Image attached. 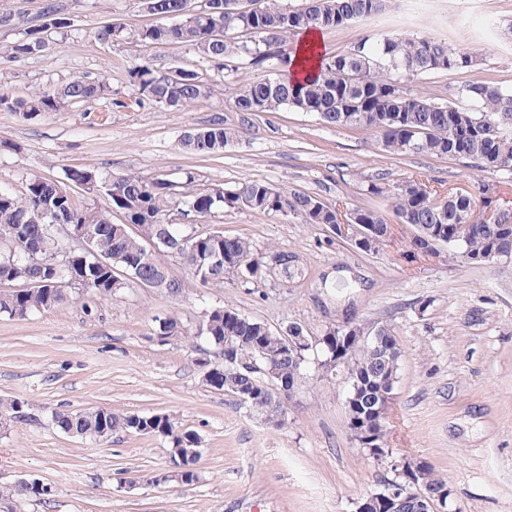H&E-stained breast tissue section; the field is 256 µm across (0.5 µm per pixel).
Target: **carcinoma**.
I'll list each match as a JSON object with an SVG mask.
<instances>
[{"instance_id":"cac0c4a2","label":"carcinoma","mask_w":512,"mask_h":512,"mask_svg":"<svg viewBox=\"0 0 512 512\" xmlns=\"http://www.w3.org/2000/svg\"><path fill=\"white\" fill-rule=\"evenodd\" d=\"M151 14L159 23L136 30L121 23H107L98 32L103 41L121 40L135 47L166 44L189 47L199 62L224 76L228 62L244 57L250 64L268 72L261 81H238L232 99L242 115L277 112L292 108L317 115L326 124L348 126L378 133L383 150L394 154H425L471 161L489 172L512 170V91L472 81L462 88L471 105L459 107L440 102L428 93L411 89L407 82L415 76L475 66L471 52L448 45L436 37H414L393 29L371 42L364 40L345 53L322 56L317 75L293 83L288 77L294 52L291 40L306 29L328 30L352 21L368 20L382 13L385 0H304L291 7L286 0H228L227 12L193 13L186 0H150ZM43 23L31 27L24 36L0 47V58L21 59L43 50L50 31L70 26L68 18L52 2L44 5ZM135 103L148 101L168 108L193 107L213 93V84L194 66L177 71L162 70L147 58L140 59L129 71ZM112 87L106 75L87 73L72 76L58 88L35 90L15 97L0 89V111L12 112L32 120L46 112L90 101L107 99ZM240 130L217 121L189 132L182 144L189 152L210 155L224 150L238 137ZM66 182L33 175L24 191L14 193L0 187V239L15 247L0 252V282L19 288L0 293V315L25 319L35 313L76 302L89 295L99 300L110 298L133 283L122 274L139 272L156 288L179 293L189 288H222L224 273L248 280H265L271 275L287 282L299 275L288 263V252L269 247L257 250L240 236L221 231L202 233L193 223H173L176 212L187 218L207 222L226 208L247 207L264 214L292 216L305 224L338 223V211L314 196L276 189L259 180H246L221 191L214 188L185 195L180 183L164 176L151 179L134 173H100L85 168L65 172ZM82 184L85 192L102 196L107 208L78 206L67 196V183ZM484 184L477 193L456 199L442 197L421 179L409 178L393 187L376 182L367 185L372 195H385L389 210L401 224H410L417 235L448 247V259L471 266L485 264L493 251L512 250V213L500 214L495 224L479 220L463 225L457 213L475 215L476 207H489L493 198ZM44 218L35 223V212ZM124 222L112 221L113 212ZM356 225L352 233H369L378 240L385 237V213L356 208L346 214ZM50 224H86L93 233L95 253L78 252L64 268H49L45 257L52 243L45 234ZM157 243L158 251L148 248ZM224 255V270L209 266V256ZM175 256L191 275L183 283L169 278L165 258ZM184 335L178 319L160 321L158 336ZM302 355L315 349L321 352L320 380L336 370L331 347L323 336L302 333ZM221 349L224 364L215 366L214 389L237 398L244 405L266 416L275 399L273 387L283 381L297 382L303 363L288 354L289 335L240 313L229 304L207 310L202 326L194 333ZM343 367L355 376L375 372L369 346L351 333L342 345ZM274 371H269L268 360ZM15 399L0 400V425L20 422L26 417ZM51 422L73 437H96L102 431L162 435L172 439L171 452L199 459L198 436L181 431L165 414L148 417L110 408L79 412L54 410ZM38 498L40 493L22 483L0 486V505L22 498Z\"/></svg>"}]
</instances>
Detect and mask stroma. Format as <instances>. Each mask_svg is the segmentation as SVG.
<instances>
[{
	"instance_id": "stroma-1",
	"label": "stroma",
	"mask_w": 512,
	"mask_h": 512,
	"mask_svg": "<svg viewBox=\"0 0 512 512\" xmlns=\"http://www.w3.org/2000/svg\"><path fill=\"white\" fill-rule=\"evenodd\" d=\"M69 18L41 52L0 61V86L16 96L55 88L76 73L107 72L109 99L48 112L33 120L0 111V185L20 192L29 177L64 180L71 168L195 175V189L259 179L319 197L346 211L387 210L369 183L395 185L423 176L442 195L490 185L512 207V172H484L452 158L391 155L376 134L334 127L316 115L259 112L242 124L232 102L237 80L265 78L242 59L213 96L189 109L136 105L128 81L140 56L161 69L195 64L192 49H143L104 42L106 23L155 24L139 0H58ZM43 0H0V46L39 24ZM397 28L438 37L472 52V69L415 78V88L467 106L462 86L481 80L512 91V0H387L376 19L325 31L335 55ZM241 128L217 156L187 152L181 138L215 121ZM211 229L248 238L257 249L291 252L301 278L245 282L226 275L220 288L174 294L131 288L86 305L59 306L24 320L0 316V397L25 401L27 421L0 429V486L36 479L47 500L23 498L15 512H356L359 502L395 479V463L430 464L461 512H512V260L472 267L447 257L410 255L415 234L392 223L378 253L355 249L322 225L242 207ZM233 305L277 330L309 335L347 322L387 328L401 360L386 418L383 453L370 455L348 429L344 368L318 377L308 355L282 426L252 416L236 398L204 381L202 360L223 363L220 349L194 332L206 308ZM172 316L185 333L157 335ZM169 415L200 439L199 479L154 483L170 467V438L116 432L76 439L50 422L52 410ZM135 478V487L124 484Z\"/></svg>"
}]
</instances>
